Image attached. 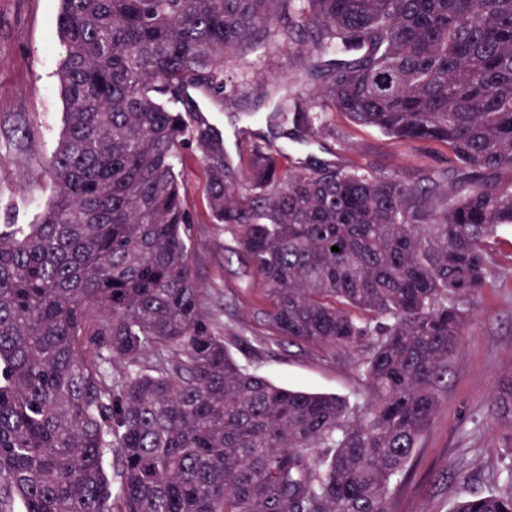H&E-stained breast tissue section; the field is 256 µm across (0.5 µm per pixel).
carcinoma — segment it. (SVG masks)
<instances>
[{
	"label": "carcinoma",
	"mask_w": 512,
	"mask_h": 512,
	"mask_svg": "<svg viewBox=\"0 0 512 512\" xmlns=\"http://www.w3.org/2000/svg\"><path fill=\"white\" fill-rule=\"evenodd\" d=\"M270 32L312 40L322 110L440 144L452 173H283L257 147L238 197L223 143L179 104L190 87L224 100V67ZM57 35L55 196L0 229V512H389L512 227L496 181L512 171V0H61ZM270 97L288 111L287 87ZM189 144L211 222L239 227L263 278L268 326L365 346L363 401L234 357L259 350L226 344L201 307ZM495 412L512 418V383ZM502 484L450 512H512V465Z\"/></svg>",
	"instance_id": "carcinoma-1"
}]
</instances>
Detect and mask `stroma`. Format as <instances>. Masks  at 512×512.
Instances as JSON below:
<instances>
[{
	"instance_id": "stroma-1",
	"label": "stroma",
	"mask_w": 512,
	"mask_h": 512,
	"mask_svg": "<svg viewBox=\"0 0 512 512\" xmlns=\"http://www.w3.org/2000/svg\"><path fill=\"white\" fill-rule=\"evenodd\" d=\"M60 0H0V225L37 223L54 197L53 150L64 127L58 82L64 49L56 38ZM306 57L268 38L224 70L226 110L202 109L226 158L247 192L250 153L269 144L286 153L284 165L308 171L328 164L373 176L415 182L429 172H446L448 151L427 142H404L327 112L320 136L307 142L305 124L274 123L269 130L247 122L258 88L278 76L296 84L300 111L313 113ZM183 187L194 216L192 259L205 311L224 336L261 349L252 369L276 385L355 401L362 392L359 353L312 349L274 336L264 321L268 308L260 274L238 250L239 228L211 223L206 208L203 161L196 145L181 155ZM500 252L488 286L473 310L458 354L448 363L440 406L423 433L409 479L394 484L390 512H449L453 502L500 486L497 440L512 421L494 413L501 384L512 379V232L500 234Z\"/></svg>"
}]
</instances>
